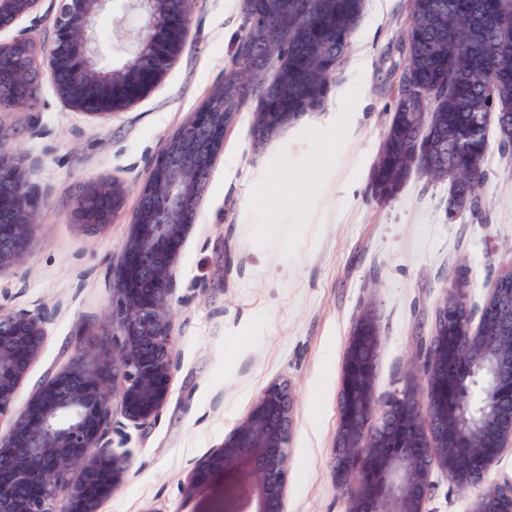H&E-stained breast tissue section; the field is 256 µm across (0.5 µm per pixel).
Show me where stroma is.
<instances>
[{"label":"stroma","mask_w":512,"mask_h":512,"mask_svg":"<svg viewBox=\"0 0 512 512\" xmlns=\"http://www.w3.org/2000/svg\"><path fill=\"white\" fill-rule=\"evenodd\" d=\"M58 5L40 0L0 41L48 43ZM407 20V0H367L350 52L368 62L364 96L345 111L308 113L262 144L252 112L235 115L180 251L168 402L154 422L126 425L114 439L129 477L101 512H204L224 482L188 497L187 472L276 382L288 383L295 400L287 512H347L331 458L345 351L360 314L372 310L379 326L375 396L383 404L420 380L418 355L448 287L466 283L477 314L512 267V156L498 149L497 136L489 138L479 215L449 218L448 182L416 172L392 201L371 195ZM242 25V0H197L185 48L164 78L107 122L67 108L45 77L31 107L0 111L42 198L26 252L0 276L1 306L47 318L17 406L75 349L111 365L110 273L139 190L167 140L223 83ZM137 26L127 0H109L94 29L102 65L129 57ZM114 179L126 189L123 208L107 229L85 226L76 214L80 194ZM431 480L426 512H470L477 490L458 488L439 470Z\"/></svg>","instance_id":"35a3bbf8"}]
</instances>
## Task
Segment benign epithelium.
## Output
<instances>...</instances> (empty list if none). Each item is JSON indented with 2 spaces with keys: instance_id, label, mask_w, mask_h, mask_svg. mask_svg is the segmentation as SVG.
I'll return each instance as SVG.
<instances>
[{
  "instance_id": "benign-epithelium-1",
  "label": "benign epithelium",
  "mask_w": 512,
  "mask_h": 512,
  "mask_svg": "<svg viewBox=\"0 0 512 512\" xmlns=\"http://www.w3.org/2000/svg\"><path fill=\"white\" fill-rule=\"evenodd\" d=\"M109 0H61L44 47L48 77L70 109L110 119L125 109L129 76L149 78L150 90L183 51L193 0H180L164 26L156 0H131L142 18L134 48L121 68L64 59L68 47L97 55L90 32ZM39 0H0V31L33 12ZM68 87L60 84L61 71ZM224 114L198 112L190 132L168 141L132 211L112 272V345L119 371L111 374L84 351L48 375L26 405L15 395L39 358L46 336L40 312L0 306V512H98L128 477L113 451L114 420H156L165 407L175 361L172 300L176 266L197 208L210 160L200 155ZM115 181L88 186L81 196L89 226L103 230L124 203ZM40 201L0 126V275L24 253ZM455 356L448 361V342ZM379 329L367 311L348 340L332 451L333 472L348 512H424L434 470L459 488L483 486L504 448L512 447V289L491 288L478 323L467 289L455 284L439 306L422 355L424 385L407 387L384 407L375 397ZM293 398L286 383L267 387L224 441L188 471L192 494L216 477L224 493L209 512H285ZM470 512H512V481L487 488Z\"/></svg>"
}]
</instances>
